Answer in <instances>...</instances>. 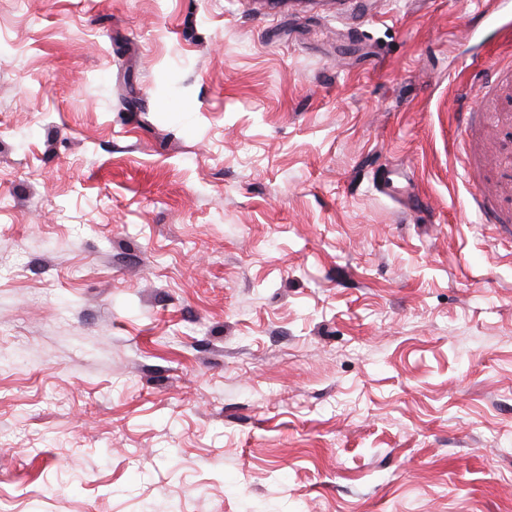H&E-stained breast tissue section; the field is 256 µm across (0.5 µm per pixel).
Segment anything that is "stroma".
<instances>
[{"label":"stroma","mask_w":512,"mask_h":512,"mask_svg":"<svg viewBox=\"0 0 512 512\" xmlns=\"http://www.w3.org/2000/svg\"><path fill=\"white\" fill-rule=\"evenodd\" d=\"M486 7L0 0V512H512ZM474 83L466 85L457 96L458 119L469 139V151L473 159L468 170L474 174L475 189L471 193L470 205L483 224L507 225L512 231V150L505 149L489 154L493 145H500L512 137V109L491 112L472 111L466 102L473 91ZM492 165L497 169L494 183L486 186L477 177V171Z\"/></svg>","instance_id":"35a3bbf8"}]
</instances>
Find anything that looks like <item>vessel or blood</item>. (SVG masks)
I'll return each mask as SVG.
<instances>
[{
  "label": "vessel or blood",
  "instance_id": "1",
  "mask_svg": "<svg viewBox=\"0 0 512 512\" xmlns=\"http://www.w3.org/2000/svg\"><path fill=\"white\" fill-rule=\"evenodd\" d=\"M478 85L490 95L512 96V59L496 61L483 72ZM473 91L465 86L457 96L458 119L469 139V151L475 169L494 166L497 176L492 185L476 182L470 205L482 223L508 225L512 223V151L492 153L491 148L512 138V110L484 114L467 108L466 102Z\"/></svg>",
  "mask_w": 512,
  "mask_h": 512
}]
</instances>
